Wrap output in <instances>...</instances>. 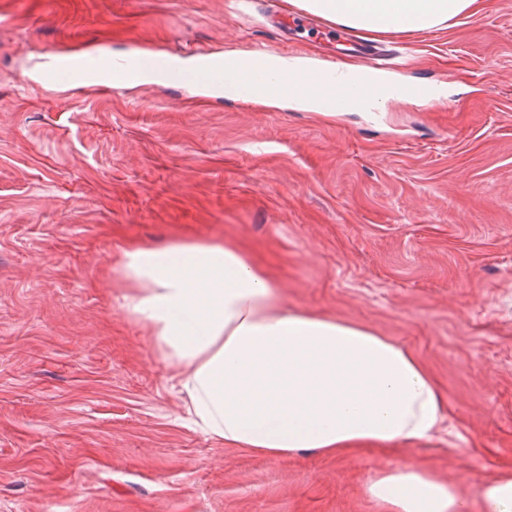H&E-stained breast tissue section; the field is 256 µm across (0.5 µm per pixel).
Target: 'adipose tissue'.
I'll return each instance as SVG.
<instances>
[{
    "instance_id": "1",
    "label": "adipose tissue",
    "mask_w": 512,
    "mask_h": 512,
    "mask_svg": "<svg viewBox=\"0 0 512 512\" xmlns=\"http://www.w3.org/2000/svg\"><path fill=\"white\" fill-rule=\"evenodd\" d=\"M357 34L414 33L477 11L480 0H287ZM121 307L176 369L193 424L224 445L278 460L361 445L433 440L444 394L405 346L372 328L289 307L235 245L176 241L122 250ZM379 512H471L469 497L414 463L377 469Z\"/></svg>"
}]
</instances>
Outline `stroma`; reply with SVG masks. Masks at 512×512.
<instances>
[{"label":"stroma","instance_id":"1","mask_svg":"<svg viewBox=\"0 0 512 512\" xmlns=\"http://www.w3.org/2000/svg\"><path fill=\"white\" fill-rule=\"evenodd\" d=\"M285 0H0V512H375L380 466L468 493L512 469V0L380 34L428 104L328 118L127 87L112 61L224 52L359 65L353 33ZM64 54L103 80L66 79ZM238 244L290 306L409 348L455 444L273 460L188 421L120 307L121 248Z\"/></svg>","mask_w":512,"mask_h":512}]
</instances>
